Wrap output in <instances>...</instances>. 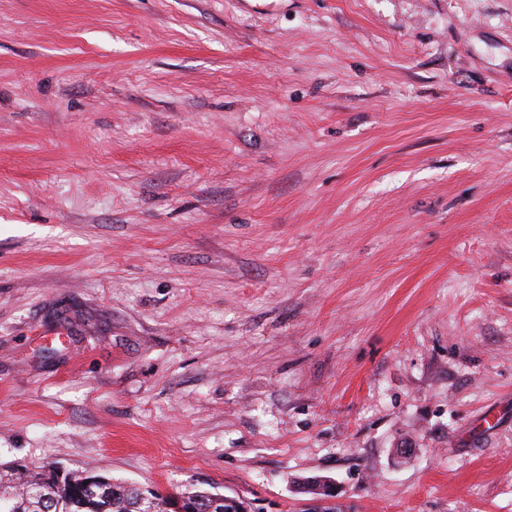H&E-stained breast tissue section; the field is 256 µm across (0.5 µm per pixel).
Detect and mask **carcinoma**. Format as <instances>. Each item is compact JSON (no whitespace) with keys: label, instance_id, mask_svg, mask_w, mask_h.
Here are the masks:
<instances>
[{"label":"carcinoma","instance_id":"carcinoma-1","mask_svg":"<svg viewBox=\"0 0 512 512\" xmlns=\"http://www.w3.org/2000/svg\"><path fill=\"white\" fill-rule=\"evenodd\" d=\"M49 465L26 469L18 479H26L21 487L9 485L12 480V467L0 471V512H77L75 499L86 498L83 512H141L140 488L131 483L117 479L103 487L94 486L88 493L84 489V480L93 472L71 470L69 477L61 481L44 480ZM150 495L149 508L153 512H172V500L181 499L191 512H209V503L218 493L207 489L188 492H176L167 496L145 490Z\"/></svg>","mask_w":512,"mask_h":512}]
</instances>
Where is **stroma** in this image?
I'll return each mask as SVG.
<instances>
[{"instance_id": "stroma-1", "label": "stroma", "mask_w": 512, "mask_h": 512, "mask_svg": "<svg viewBox=\"0 0 512 512\" xmlns=\"http://www.w3.org/2000/svg\"><path fill=\"white\" fill-rule=\"evenodd\" d=\"M0 463L512 512V0H0Z\"/></svg>"}]
</instances>
